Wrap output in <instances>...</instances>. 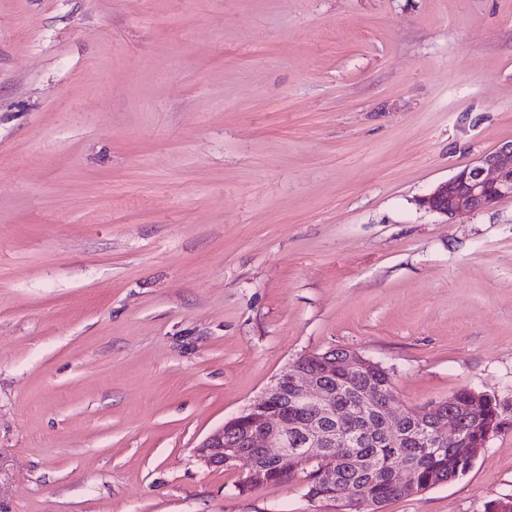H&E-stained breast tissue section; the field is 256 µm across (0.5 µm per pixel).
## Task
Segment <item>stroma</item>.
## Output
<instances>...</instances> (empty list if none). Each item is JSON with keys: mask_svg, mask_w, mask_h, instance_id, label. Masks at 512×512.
Instances as JSON below:
<instances>
[{"mask_svg": "<svg viewBox=\"0 0 512 512\" xmlns=\"http://www.w3.org/2000/svg\"><path fill=\"white\" fill-rule=\"evenodd\" d=\"M512 0H0V512H329L198 441L301 354L501 427L383 512L512 498ZM504 197H512V141L439 183L420 205L443 216L485 210Z\"/></svg>", "mask_w": 512, "mask_h": 512, "instance_id": "obj_1", "label": "stroma"}]
</instances>
